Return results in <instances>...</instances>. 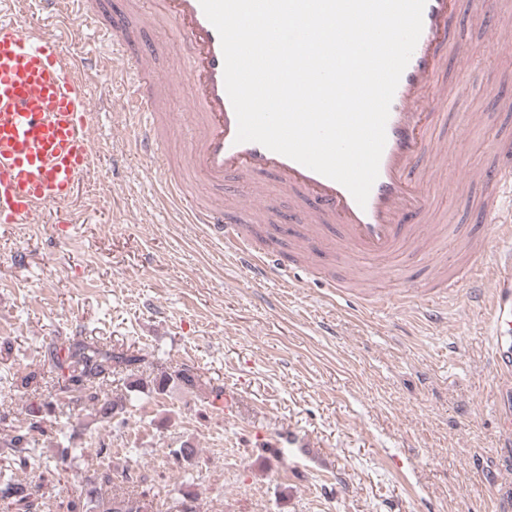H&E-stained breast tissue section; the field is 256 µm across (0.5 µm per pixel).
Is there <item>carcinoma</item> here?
Instances as JSON below:
<instances>
[{
  "label": "carcinoma",
  "mask_w": 512,
  "mask_h": 512,
  "mask_svg": "<svg viewBox=\"0 0 512 512\" xmlns=\"http://www.w3.org/2000/svg\"><path fill=\"white\" fill-rule=\"evenodd\" d=\"M51 360L61 392L77 394V398L91 407L99 419L108 425L115 420L123 419L125 405L109 397L102 389V385L118 368L129 372L139 368L143 358L123 350L111 349L97 342L74 338L63 350L53 351ZM198 383L199 375L190 368H184L174 376L162 371L150 381L152 391L158 395L166 394L176 385L194 388ZM52 413L53 401L44 400L38 403L32 408L28 426L16 431L4 444L26 469L38 471L60 464L58 460L52 462L44 458L39 451L40 436L44 435L43 423ZM0 500L9 501L14 506V512H39L34 507L32 493L8 477L0 479ZM116 505L120 506V512H145L140 501L129 494L113 496L111 505L104 509L95 500L74 501L70 506V512H114Z\"/></svg>",
  "instance_id": "obj_1"
}]
</instances>
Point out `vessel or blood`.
<instances>
[{"label":"vessel or blood","mask_w":512,"mask_h":512,"mask_svg":"<svg viewBox=\"0 0 512 512\" xmlns=\"http://www.w3.org/2000/svg\"><path fill=\"white\" fill-rule=\"evenodd\" d=\"M36 5L38 16L28 17L19 0H0L1 224H40L51 211L59 214L57 230L78 221L69 204L95 171L99 142L87 66L65 40L64 26L71 20L77 31L112 39V73L121 79L127 107L142 118L141 145H163L172 127L160 119V88L174 93L182 84L191 85V137L179 159H164L158 171L188 223L207 225L251 283L293 285L276 244L262 256L246 245L249 224L276 225L284 219L275 194L259 189L263 176H275L284 191L302 201L295 212L301 223L337 226L345 255L357 259H385L414 244L431 216L444 186L439 160L453 147L452 141L435 138L443 122L437 107L469 91L460 75L445 84L438 81L449 61L467 60L473 51L452 29L459 0H426L421 36L390 106L379 176L363 206L338 182L261 144L236 142L220 37L199 0H154L156 15L189 48L186 68L165 74L152 67V54L131 52L129 15L110 13L107 0H36ZM131 67L137 80L123 81ZM492 154L493 172L471 181L480 187L477 213L494 224L503 248L492 258L486 248L471 250L465 266L438 276L433 286L456 294L485 265L494 268V286L479 300L492 363L502 381L496 403L502 454L512 465V207L503 204L504 189L512 190V139L500 138ZM229 175L243 183L241 197L231 206L210 197Z\"/></svg>","instance_id":"obj_1"}]
</instances>
